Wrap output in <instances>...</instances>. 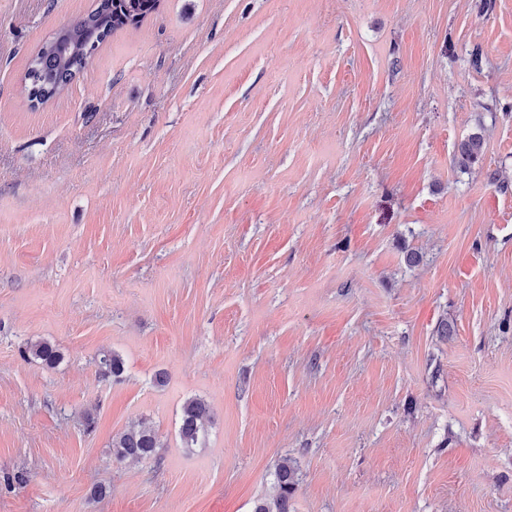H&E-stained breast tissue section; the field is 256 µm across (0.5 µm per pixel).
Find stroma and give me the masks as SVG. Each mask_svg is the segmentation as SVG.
Listing matches in <instances>:
<instances>
[{
  "label": "stroma",
  "mask_w": 512,
  "mask_h": 512,
  "mask_svg": "<svg viewBox=\"0 0 512 512\" xmlns=\"http://www.w3.org/2000/svg\"><path fill=\"white\" fill-rule=\"evenodd\" d=\"M97 4L0 0V512H512V0H160L31 105ZM484 150V142L480 135H473L463 141L458 149L459 163L467 168L479 162ZM24 358L33 357L40 360L42 364L49 368L55 367L61 360V352L50 342L38 340L29 343L27 348L22 351ZM208 415L206 403L198 398L186 400L181 410L180 438L184 448L193 449L204 437L203 420ZM160 448V441L150 427L138 425L117 433L112 438V455L117 461L146 460ZM277 494L274 498L262 499L254 512H288V501L298 480V467L291 459L284 458L276 469Z\"/></svg>",
  "instance_id": "stroma-1"
}]
</instances>
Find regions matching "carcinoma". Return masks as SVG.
Returning <instances> with one entry per match:
<instances>
[{"label":"carcinoma","mask_w":512,"mask_h":512,"mask_svg":"<svg viewBox=\"0 0 512 512\" xmlns=\"http://www.w3.org/2000/svg\"><path fill=\"white\" fill-rule=\"evenodd\" d=\"M159 0H100L98 7L85 17L72 21L54 40L38 51L27 71L24 90L30 101L43 102L61 92L86 65L88 54L108 37L125 28H136L157 9ZM484 150L481 136L463 141L458 149L459 163L467 168L479 162ZM25 358L33 357L49 368L61 360V352L50 342L38 340L22 351ZM98 367L105 377L118 379L125 370L122 356L115 351L101 354ZM208 415L206 403L198 398L186 400L181 410L180 438L185 448L193 449L204 437L203 420ZM160 441L150 427L138 425L112 437V455L120 462L126 459L152 458ZM298 480V467L285 458L277 466V494L262 499L254 512H288V501Z\"/></svg>","instance_id":"obj_1"}]
</instances>
